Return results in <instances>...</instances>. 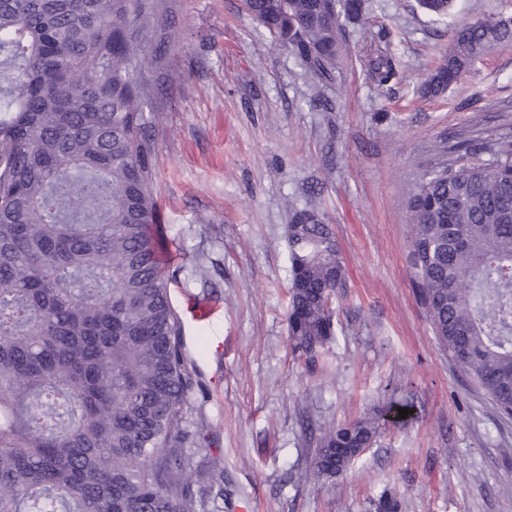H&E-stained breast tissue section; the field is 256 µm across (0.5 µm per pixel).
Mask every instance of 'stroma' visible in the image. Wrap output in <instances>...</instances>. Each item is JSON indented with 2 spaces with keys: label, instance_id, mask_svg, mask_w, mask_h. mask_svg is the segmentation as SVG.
<instances>
[{
  "label": "stroma",
  "instance_id": "stroma-1",
  "mask_svg": "<svg viewBox=\"0 0 512 512\" xmlns=\"http://www.w3.org/2000/svg\"><path fill=\"white\" fill-rule=\"evenodd\" d=\"M155 2L161 50L140 75L155 90L170 295L201 383L186 417L212 442L191 460L206 512H368L385 490L402 512H512V420L433 336L406 197L449 140L512 131V43H491L445 94L419 93L456 27L510 17L512 0H456L445 17L364 0L326 84L242 0ZM375 37L400 74L383 90L366 66ZM292 202L323 215L347 272L314 367L288 338ZM366 415L379 434L345 475L306 478L322 432Z\"/></svg>",
  "mask_w": 512,
  "mask_h": 512
}]
</instances>
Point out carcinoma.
Segmentation results:
<instances>
[{
	"instance_id": "carcinoma-1",
	"label": "carcinoma",
	"mask_w": 512,
	"mask_h": 512,
	"mask_svg": "<svg viewBox=\"0 0 512 512\" xmlns=\"http://www.w3.org/2000/svg\"><path fill=\"white\" fill-rule=\"evenodd\" d=\"M280 44L333 78L340 18L363 0H243ZM148 0H0V512H199L185 427L197 382L163 257L155 141L138 69ZM512 18L456 29L423 85L448 89ZM372 79L397 76L376 47ZM288 225V335L316 364L346 272L315 209ZM411 276L439 346L512 419V135L457 140L408 191ZM378 435L330 428L312 461L337 478ZM374 512H399L383 492Z\"/></svg>"
}]
</instances>
